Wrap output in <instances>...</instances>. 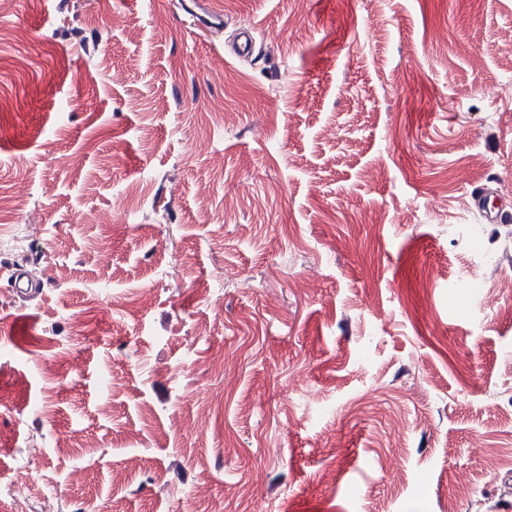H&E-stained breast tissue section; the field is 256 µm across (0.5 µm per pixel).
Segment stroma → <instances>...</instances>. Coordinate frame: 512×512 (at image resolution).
Wrapping results in <instances>:
<instances>
[{
	"instance_id": "obj_1",
	"label": "stroma",
	"mask_w": 512,
	"mask_h": 512,
	"mask_svg": "<svg viewBox=\"0 0 512 512\" xmlns=\"http://www.w3.org/2000/svg\"><path fill=\"white\" fill-rule=\"evenodd\" d=\"M510 85L512 0H6L0 498L512 512Z\"/></svg>"
}]
</instances>
